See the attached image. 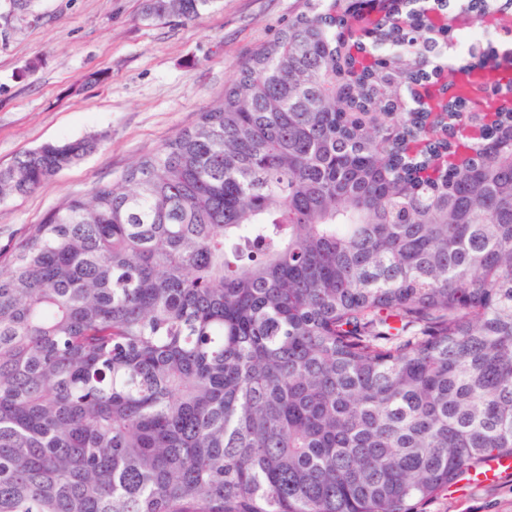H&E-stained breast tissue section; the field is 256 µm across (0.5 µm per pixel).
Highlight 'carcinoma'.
Here are the masks:
<instances>
[{"label": "carcinoma", "mask_w": 512, "mask_h": 512, "mask_svg": "<svg viewBox=\"0 0 512 512\" xmlns=\"http://www.w3.org/2000/svg\"><path fill=\"white\" fill-rule=\"evenodd\" d=\"M508 27L512 0H301L194 125L30 225L0 512H415L511 459ZM103 139L20 154L0 201Z\"/></svg>", "instance_id": "cac0c4a2"}]
</instances>
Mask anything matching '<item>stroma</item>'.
Here are the masks:
<instances>
[{
  "instance_id": "35a3bbf8",
  "label": "stroma",
  "mask_w": 512,
  "mask_h": 512,
  "mask_svg": "<svg viewBox=\"0 0 512 512\" xmlns=\"http://www.w3.org/2000/svg\"><path fill=\"white\" fill-rule=\"evenodd\" d=\"M299 7L214 0L195 20L152 22L143 0H35L32 13L0 21V168L47 142L105 136L33 193L0 201V247L192 125ZM416 512H512V470L485 486L459 479Z\"/></svg>"
}]
</instances>
